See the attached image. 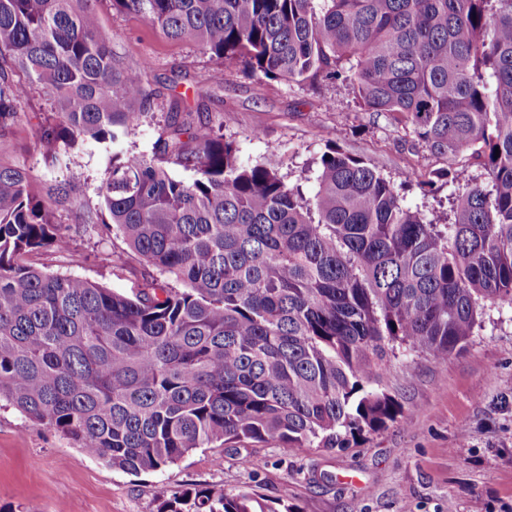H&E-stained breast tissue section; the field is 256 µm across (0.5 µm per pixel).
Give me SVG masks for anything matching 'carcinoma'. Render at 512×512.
Wrapping results in <instances>:
<instances>
[{
	"mask_svg": "<svg viewBox=\"0 0 512 512\" xmlns=\"http://www.w3.org/2000/svg\"><path fill=\"white\" fill-rule=\"evenodd\" d=\"M97 2L0 0V139L39 90L40 149L69 171L39 182L0 163V401L127 473L247 441L341 448L403 414L377 387L395 351L444 361L485 307L512 310V0H110L259 79L344 82L433 155L476 154L488 182L448 224L336 146L307 198L174 107L152 156L126 150L158 94L148 62L112 52ZM86 143L110 167L101 210L75 224L115 228L159 272L133 299L30 261L71 248L51 216ZM158 512L296 508L211 487Z\"/></svg>",
	"mask_w": 512,
	"mask_h": 512,
	"instance_id": "obj_1",
	"label": "carcinoma"
}]
</instances>
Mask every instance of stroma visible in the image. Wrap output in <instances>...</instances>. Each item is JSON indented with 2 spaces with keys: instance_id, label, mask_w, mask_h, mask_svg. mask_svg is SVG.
<instances>
[{
  "instance_id": "stroma-1",
  "label": "stroma",
  "mask_w": 512,
  "mask_h": 512,
  "mask_svg": "<svg viewBox=\"0 0 512 512\" xmlns=\"http://www.w3.org/2000/svg\"><path fill=\"white\" fill-rule=\"evenodd\" d=\"M98 10L114 34L113 53L131 65L150 61L158 93L154 117L126 142L130 150L151 154L176 102L195 121L221 128L245 163L278 169L308 195L317 161L332 144L390 177L407 206L439 224L448 222L453 198L485 179L476 162L432 155L386 114L360 110L341 82L261 81L194 43L165 39L110 0H100ZM48 109L38 92L22 104L19 127L0 139V162L48 174L35 139ZM255 129L260 137H252ZM108 165L101 147L73 150L81 189L54 223H73L76 212L99 207ZM448 169L456 179L445 178ZM33 261L130 298L152 274L115 230L100 225L77 233L69 252L47 248ZM384 385L403 417L348 447L198 448L175 465L137 475L112 469L0 404V512H58L62 502L68 512H158L173 491L208 487L256 492L269 505L288 502L300 512H512V311L488 310L482 329L446 361L398 351Z\"/></svg>"
}]
</instances>
